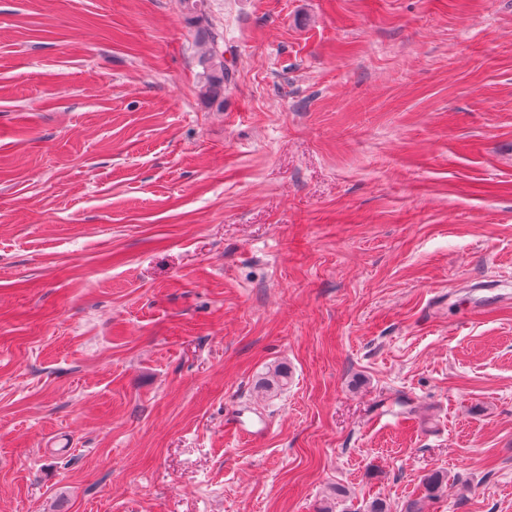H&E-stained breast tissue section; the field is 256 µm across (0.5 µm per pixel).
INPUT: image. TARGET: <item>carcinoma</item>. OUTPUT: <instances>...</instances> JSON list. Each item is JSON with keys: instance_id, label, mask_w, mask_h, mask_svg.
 <instances>
[{"instance_id": "obj_1", "label": "carcinoma", "mask_w": 512, "mask_h": 512, "mask_svg": "<svg viewBox=\"0 0 512 512\" xmlns=\"http://www.w3.org/2000/svg\"><path fill=\"white\" fill-rule=\"evenodd\" d=\"M205 2L206 0H182V5L192 15V22L199 27L201 42L205 46L199 59L203 67L202 96L207 102L214 103L224 96V87L232 83L234 72L227 64L221 48L223 32L210 21ZM286 384L288 372L279 367L261 382L266 389H278ZM423 484L427 497L431 498L447 487L448 476L435 470L425 476Z\"/></svg>"}]
</instances>
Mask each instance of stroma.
Listing matches in <instances>:
<instances>
[{"label": "stroma", "mask_w": 512, "mask_h": 512, "mask_svg": "<svg viewBox=\"0 0 512 512\" xmlns=\"http://www.w3.org/2000/svg\"><path fill=\"white\" fill-rule=\"evenodd\" d=\"M207 4L0 0V512H512V0ZM184 9L192 15V22L198 25L200 41L205 51L199 62L203 67L202 96L214 103L224 96V86L232 83L234 72L227 64L221 42L224 40L223 32L213 24L206 12V0H181Z\"/></svg>", "instance_id": "obj_1"}]
</instances>
